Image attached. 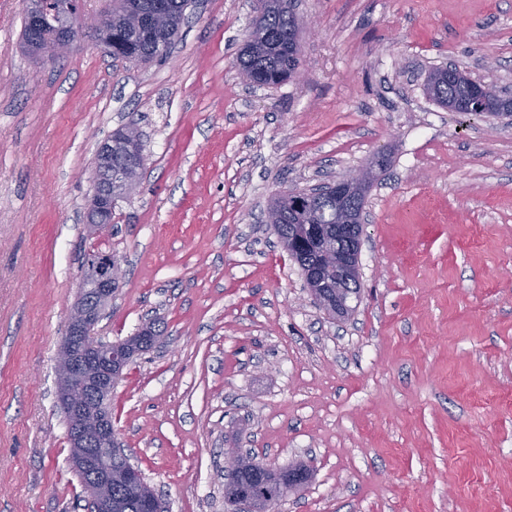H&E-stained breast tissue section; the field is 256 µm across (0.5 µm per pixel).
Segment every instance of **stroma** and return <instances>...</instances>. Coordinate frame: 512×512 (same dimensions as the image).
I'll return each mask as SVG.
<instances>
[{"mask_svg":"<svg viewBox=\"0 0 512 512\" xmlns=\"http://www.w3.org/2000/svg\"><path fill=\"white\" fill-rule=\"evenodd\" d=\"M303 73L242 81L253 0H192L140 66L81 38L22 51L0 0V512H90L56 357L92 252L124 270L101 340L159 319L112 423L167 512H225L224 451L301 464L277 512H512V116L424 90L454 64L512 83V0H293ZM137 123L149 164L86 228L100 144ZM361 289L330 317L266 222L283 190L377 154Z\"/></svg>","mask_w":512,"mask_h":512,"instance_id":"1","label":"stroma"}]
</instances>
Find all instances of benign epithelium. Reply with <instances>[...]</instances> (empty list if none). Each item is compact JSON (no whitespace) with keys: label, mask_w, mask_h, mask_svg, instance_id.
<instances>
[{"label":"benign epithelium","mask_w":512,"mask_h":512,"mask_svg":"<svg viewBox=\"0 0 512 512\" xmlns=\"http://www.w3.org/2000/svg\"><path fill=\"white\" fill-rule=\"evenodd\" d=\"M96 11L86 0H25L31 24L27 51L40 63L48 64L66 54L79 30L95 42L112 49L111 0ZM385 165L378 155L366 169L343 176L336 183V196L357 210L353 224L336 227V239L348 238L347 247L336 246V265L342 268L345 282L359 280L360 225L365 223L367 175ZM123 195L112 192V139L101 143L91 174L88 224L100 229L112 224V210ZM122 278L118 259L110 253H93L78 283V294L67 319L58 358V405L69 425L74 465L79 474L92 472L84 488L94 512H112V467L102 464L98 449L121 453L123 449L112 427L108 400L122 371L133 360L124 342H104L93 336L105 307L112 302L115 285Z\"/></svg>","instance_id":"7a95c632"}]
</instances>
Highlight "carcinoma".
Instances as JSON below:
<instances>
[{"label":"carcinoma","mask_w":512,"mask_h":512,"mask_svg":"<svg viewBox=\"0 0 512 512\" xmlns=\"http://www.w3.org/2000/svg\"><path fill=\"white\" fill-rule=\"evenodd\" d=\"M157 0H112V57L129 63L146 64L161 56V50L174 45V38L181 26L183 9L180 0H165L168 5L167 21L159 28L144 33H134L127 28L132 14H149ZM298 24L295 14L286 6L275 5L266 10L253 25L246 46L238 56L239 74L246 82L258 81L265 86H278L292 78L299 64L301 53L298 40ZM428 84L433 86L437 103L456 101L461 95V84L450 81L441 70L432 73ZM130 129L117 130L112 134V168L121 171L127 186L139 178V171L127 150ZM269 219L279 225V235L288 240V233H296L301 225L311 228L305 233L308 246L303 254L295 258L299 266L324 265L326 277L336 281V265L325 260L327 247L336 245V206L326 197L316 206L296 208L283 193L269 207ZM308 480L309 474L300 466L273 470L262 465L240 469L230 475L224 483L225 503L232 507L237 498L245 493L266 498L277 503L285 496L283 486L288 475ZM112 506L117 512H141V495L122 481L112 482Z\"/></svg>","instance_id":"1"}]
</instances>
